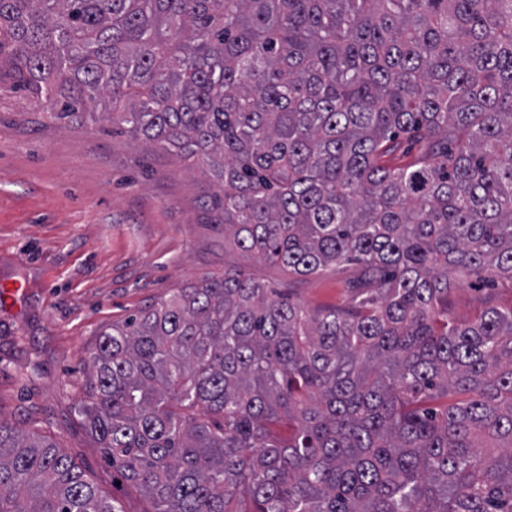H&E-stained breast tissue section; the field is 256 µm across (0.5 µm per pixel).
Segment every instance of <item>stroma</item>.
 Masks as SVG:
<instances>
[{"label": "stroma", "instance_id": "obj_1", "mask_svg": "<svg viewBox=\"0 0 512 512\" xmlns=\"http://www.w3.org/2000/svg\"><path fill=\"white\" fill-rule=\"evenodd\" d=\"M218 192L209 174L110 122L46 119L37 99L0 81V417L53 439L120 512L150 505L77 411L103 329L230 266L314 312L347 307L359 276L334 266L297 277L225 246ZM454 279L456 323L512 307V278Z\"/></svg>", "mask_w": 512, "mask_h": 512}]
</instances>
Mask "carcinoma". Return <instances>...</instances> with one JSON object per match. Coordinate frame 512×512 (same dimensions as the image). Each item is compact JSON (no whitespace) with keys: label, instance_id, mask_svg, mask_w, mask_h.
I'll list each match as a JSON object with an SVG mask.
<instances>
[{"label":"carcinoma","instance_id":"1","mask_svg":"<svg viewBox=\"0 0 512 512\" xmlns=\"http://www.w3.org/2000/svg\"><path fill=\"white\" fill-rule=\"evenodd\" d=\"M4 69L206 165L224 244L360 268L346 308L230 268L100 334L81 422L150 512H512V308H443L512 278V0H0ZM0 512L120 510L0 418ZM455 287L448 294V318L458 324L475 321L489 307L512 306V278L489 275L477 282L463 272H452Z\"/></svg>","mask_w":512,"mask_h":512}]
</instances>
